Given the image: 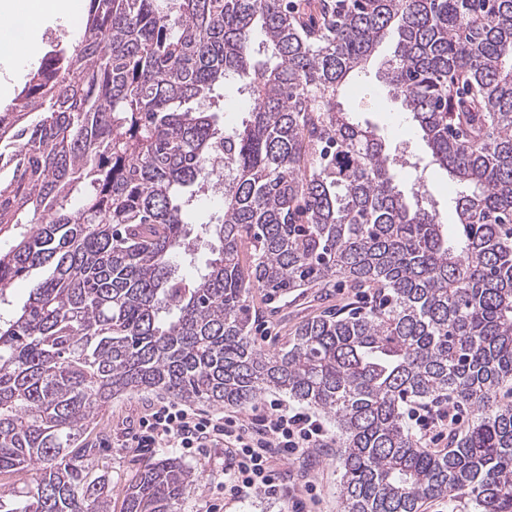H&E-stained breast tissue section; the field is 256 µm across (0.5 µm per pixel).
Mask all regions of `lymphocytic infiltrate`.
<instances>
[{
    "label": "lymphocytic infiltrate",
    "mask_w": 512,
    "mask_h": 512,
    "mask_svg": "<svg viewBox=\"0 0 512 512\" xmlns=\"http://www.w3.org/2000/svg\"><path fill=\"white\" fill-rule=\"evenodd\" d=\"M327 433L312 414L279 403L269 412L241 419L213 417L178 402L155 407L141 418L134 440L141 448H180L191 453L211 443L224 449L228 480L224 494L231 500L254 495L278 499L291 495V512H318L320 495L308 481L286 491L277 467L282 462L324 447Z\"/></svg>",
    "instance_id": "1"
}]
</instances>
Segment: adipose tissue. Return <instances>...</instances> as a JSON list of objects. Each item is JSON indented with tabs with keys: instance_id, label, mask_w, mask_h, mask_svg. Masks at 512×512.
<instances>
[{
	"instance_id": "ef3b65f1",
	"label": "adipose tissue",
	"mask_w": 512,
	"mask_h": 512,
	"mask_svg": "<svg viewBox=\"0 0 512 512\" xmlns=\"http://www.w3.org/2000/svg\"><path fill=\"white\" fill-rule=\"evenodd\" d=\"M82 0H0V67L31 59L43 29L56 20L76 17Z\"/></svg>"
}]
</instances>
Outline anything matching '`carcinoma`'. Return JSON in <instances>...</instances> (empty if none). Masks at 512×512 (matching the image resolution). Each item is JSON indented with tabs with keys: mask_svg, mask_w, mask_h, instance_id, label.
I'll return each instance as SVG.
<instances>
[{
	"mask_svg": "<svg viewBox=\"0 0 512 512\" xmlns=\"http://www.w3.org/2000/svg\"><path fill=\"white\" fill-rule=\"evenodd\" d=\"M388 37L387 82L454 188L451 236L340 101ZM230 78L242 130L202 110ZM218 145L224 217L187 280L184 212ZM4 156L0 303L50 273L0 316V473L40 471L0 512H109L79 442L142 390L238 407L277 390L326 412L341 512H512V0H89L83 34L0 110ZM315 284L365 305L260 350L252 291ZM442 399L467 423L424 448L404 407ZM190 477L176 457L145 464L124 512H174ZM42 275V270L36 269L14 281L7 292L9 305L2 304V314L4 317H8L14 310L23 305L28 298V292L33 282Z\"/></svg>",
	"mask_w": 512,
	"mask_h": 512,
	"instance_id": "obj_1",
	"label": "carcinoma"
}]
</instances>
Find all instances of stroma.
<instances>
[{"label":"stroma","instance_id":"1","mask_svg":"<svg viewBox=\"0 0 512 512\" xmlns=\"http://www.w3.org/2000/svg\"><path fill=\"white\" fill-rule=\"evenodd\" d=\"M396 42L383 41L365 68L354 78L342 103L360 121L368 123L385 142L390 154L407 153L426 157L427 148L398 99L389 93L383 81V73L393 55ZM214 209L206 196H199L194 207L185 216L186 229L196 236L193 260L184 264L186 276H193L196 269L204 267L210 251L201 239V225L213 214ZM259 310V322L254 332L258 346L267 352H275L289 336L294 326L307 316L317 314L336 305V291L332 288H311L302 295H291L287 301L265 303L261 296H254ZM164 394L155 391L131 392L113 398L106 411L95 415L87 424L83 435L85 443L94 454L89 468L90 478L107 477L112 486L111 512H123V502L129 484L141 466L149 460L165 457H181L192 474L188 486L175 512H207L210 505L220 506L221 512H290L287 500L269 501L253 497L242 501H225L224 471L220 465L224 451L220 448H204L199 453L182 455L177 448L136 447L133 436L140 419L148 414L154 404L164 401ZM285 479L292 484L304 479L316 482L321 490V512H339L337 488L340 480L339 461L335 439H328L324 448L318 449L314 458L300 457L285 463Z\"/></svg>","mask_w":512,"mask_h":512}]
</instances>
